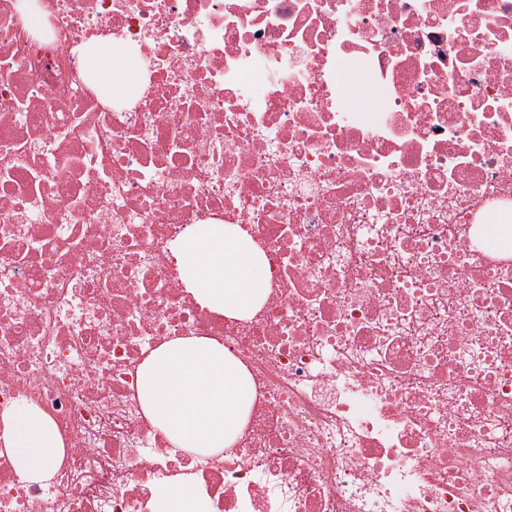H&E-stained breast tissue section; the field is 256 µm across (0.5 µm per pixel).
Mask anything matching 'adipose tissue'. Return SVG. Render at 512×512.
<instances>
[{"label": "adipose tissue", "instance_id": "adipose-tissue-1", "mask_svg": "<svg viewBox=\"0 0 512 512\" xmlns=\"http://www.w3.org/2000/svg\"><path fill=\"white\" fill-rule=\"evenodd\" d=\"M176 257L187 288L199 303L228 317L249 315L263 301L266 269L229 224H198L178 245ZM0 440L18 474L46 479L63 444L52 421L37 407L21 404L0 420ZM155 512H207L206 503L185 481L157 489Z\"/></svg>", "mask_w": 512, "mask_h": 512}]
</instances>
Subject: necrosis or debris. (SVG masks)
I'll return each mask as SVG.
<instances>
[{"label":"necrosis or debris","instance_id":"obj_1","mask_svg":"<svg viewBox=\"0 0 512 512\" xmlns=\"http://www.w3.org/2000/svg\"><path fill=\"white\" fill-rule=\"evenodd\" d=\"M0 0V416L64 440L0 512H512V0ZM137 85L105 97L88 48ZM367 104L349 103L344 73ZM232 224L265 260L244 318L172 249ZM248 374L234 447L146 415L152 351ZM93 69L99 84L112 88V84L121 81L126 74V62L123 53L112 43H98L91 50ZM155 512H207V504L186 481L158 488L154 493Z\"/></svg>","mask_w":512,"mask_h":512}]
</instances>
